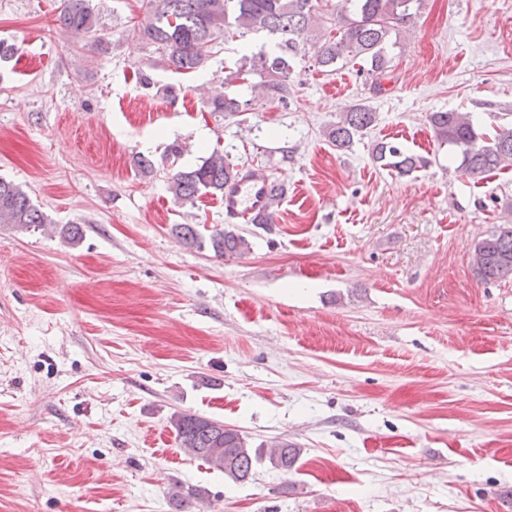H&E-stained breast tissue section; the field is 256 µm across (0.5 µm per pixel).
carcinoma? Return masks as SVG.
<instances>
[{
  "label": "carcinoma",
  "mask_w": 512,
  "mask_h": 512,
  "mask_svg": "<svg viewBox=\"0 0 512 512\" xmlns=\"http://www.w3.org/2000/svg\"><path fill=\"white\" fill-rule=\"evenodd\" d=\"M324 2L331 4L336 33L315 38L310 29ZM421 7L422 0H147L145 14L133 25L132 34L157 46L163 60L184 74L204 67L221 40L265 34L270 48L242 56L236 70L226 77L234 82L250 74L259 76L260 81L251 85L252 100L214 95L204 101L209 111L233 119L247 111L253 101L286 100L291 61L308 55L324 73H333L357 59L366 62L373 91L381 92L392 62L391 49L397 45L392 36L399 35ZM56 22L95 45L101 42L90 0H63ZM427 120L438 140L454 147L460 157L457 169L463 174L480 176L512 165V126H499L491 134L481 132L473 116L460 111L431 112ZM375 121L376 112L359 102L328 126L324 135L334 147L348 149ZM372 157L400 175H409L424 165L420 157L384 141L374 145ZM239 173L240 169L215 149L199 166L175 172L168 189L176 201L193 205L203 195L224 193V185ZM270 185L271 210L252 215L249 223H274L284 188L275 181ZM0 224L46 231L51 221L22 187L0 179ZM171 232L185 245L208 249L216 257L242 258L251 251V243L233 224L207 235L196 224H174ZM474 263L477 277L484 282L512 279V226L500 225L481 239ZM169 422L180 447L235 483L250 478L255 464L263 459L288 473L300 456V449L286 439L275 440L267 448H251L237 430L196 414L177 411Z\"/></svg>",
  "instance_id": "1"
}]
</instances>
